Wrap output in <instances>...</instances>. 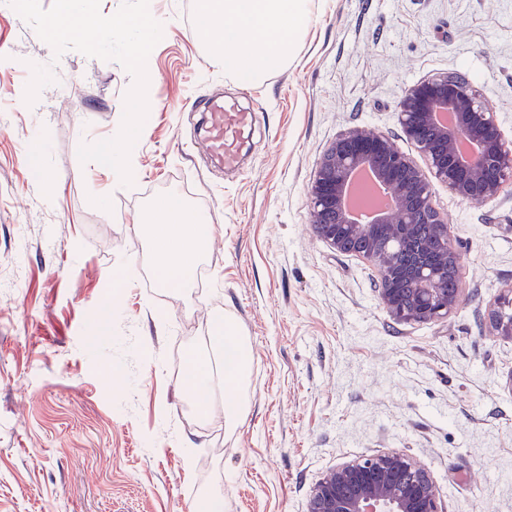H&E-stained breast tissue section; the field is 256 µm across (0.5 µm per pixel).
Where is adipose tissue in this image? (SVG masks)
Here are the masks:
<instances>
[{"mask_svg":"<svg viewBox=\"0 0 512 512\" xmlns=\"http://www.w3.org/2000/svg\"><path fill=\"white\" fill-rule=\"evenodd\" d=\"M311 21L310 0H198L194 15L196 30L214 33L210 51L225 76L245 86L286 68ZM153 217L171 223L165 234L170 246L156 254V279L167 287L190 282L196 261L207 249L209 226L175 192L158 203ZM212 348L223 355V366L212 368L208 357L191 353L184 395L203 417L214 398H223L224 430L230 433L249 407L251 367L249 340L231 315L217 316Z\"/></svg>","mask_w":512,"mask_h":512,"instance_id":"adipose-tissue-1","label":"adipose tissue"}]
</instances>
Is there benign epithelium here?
I'll list each match as a JSON object with an SVG mask.
<instances>
[{
  "instance_id": "obj_1",
  "label": "benign epithelium",
  "mask_w": 512,
  "mask_h": 512,
  "mask_svg": "<svg viewBox=\"0 0 512 512\" xmlns=\"http://www.w3.org/2000/svg\"><path fill=\"white\" fill-rule=\"evenodd\" d=\"M455 116L451 126L437 124L438 114ZM398 123L425 157L422 169L396 149L381 132L356 127L341 134L318 162L310 184L313 228L335 252L355 255L380 272L379 298L399 322L446 318L460 304L458 250L447 222L432 203L430 179L451 194L484 203L512 184V145L494 113L463 74L422 79L403 94ZM368 169L397 199L389 211L376 212L372 223L359 224L346 209L350 180ZM424 224L427 232H417ZM408 285L404 307L390 287ZM494 333L512 339V288L490 312ZM308 512H444L440 491L428 473L408 455L381 453L328 471L313 487Z\"/></svg>"
}]
</instances>
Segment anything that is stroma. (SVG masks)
Here are the masks:
<instances>
[{
	"label": "stroma",
	"instance_id": "1",
	"mask_svg": "<svg viewBox=\"0 0 512 512\" xmlns=\"http://www.w3.org/2000/svg\"><path fill=\"white\" fill-rule=\"evenodd\" d=\"M149 0L163 36L132 185L81 163L112 138L133 79L51 46L0 0V512H307L336 465L399 452L445 512H512V341L488 312L512 287V186L476 204L433 186L460 256L447 318L392 320L376 268L312 227V172L341 132L401 133L415 82L465 73L512 141V0H311L287 68L242 87L192 25ZM256 114L238 172L207 167L192 105ZM211 225L206 288H148L144 223L169 192ZM229 310L252 348L234 433L187 404L176 355Z\"/></svg>",
	"mask_w": 512,
	"mask_h": 512
}]
</instances>
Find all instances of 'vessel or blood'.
I'll return each mask as SVG.
<instances>
[{"mask_svg":"<svg viewBox=\"0 0 512 512\" xmlns=\"http://www.w3.org/2000/svg\"><path fill=\"white\" fill-rule=\"evenodd\" d=\"M203 118V141L210 155L219 157L225 167L238 164L239 152L255 124L254 113L240 109L235 102L203 98L199 101Z\"/></svg>","mask_w":512,"mask_h":512,"instance_id":"1","label":"vessel or blood"}]
</instances>
